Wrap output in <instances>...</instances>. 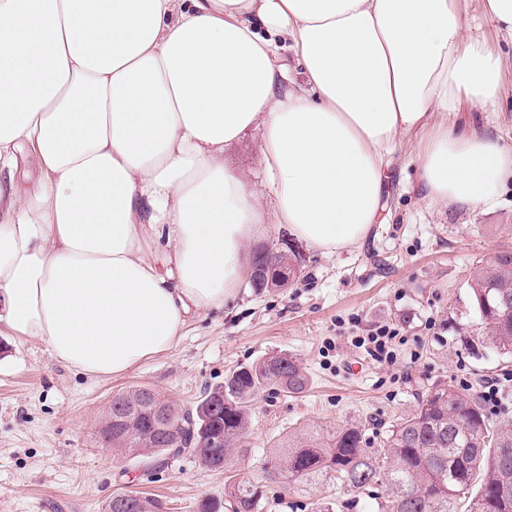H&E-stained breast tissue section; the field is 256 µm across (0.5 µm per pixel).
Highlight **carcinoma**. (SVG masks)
I'll list each match as a JSON object with an SVG mask.
<instances>
[{
  "mask_svg": "<svg viewBox=\"0 0 512 512\" xmlns=\"http://www.w3.org/2000/svg\"><path fill=\"white\" fill-rule=\"evenodd\" d=\"M480 326L489 342L512 351V250L474 267L470 284ZM309 377L296 357L274 353L233 371L224 385L203 393L191 407L169 409L170 431L163 441L153 433L151 415L142 410L140 390L122 391L112 406L137 408L133 424H112L103 441L143 463L161 467L185 452L211 470L222 471L224 501L198 503L197 512H256L264 486L231 473L249 427L251 402L264 392L303 393ZM270 476L307 484L323 477L336 486L373 490L375 512H512V419L491 420L483 397L471 390L434 385L414 411L391 426L377 447H367L361 424H343L324 435L309 428L288 436ZM132 512H157L158 501L137 492Z\"/></svg>",
  "mask_w": 512,
  "mask_h": 512,
  "instance_id": "carcinoma-1",
  "label": "carcinoma"
}]
</instances>
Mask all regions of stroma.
<instances>
[{
	"label": "stroma",
	"mask_w": 512,
	"mask_h": 512,
	"mask_svg": "<svg viewBox=\"0 0 512 512\" xmlns=\"http://www.w3.org/2000/svg\"><path fill=\"white\" fill-rule=\"evenodd\" d=\"M262 132L225 147L224 162L265 180ZM380 223L359 245L324 255L299 244L300 273L286 288L242 283L230 306L190 315L178 345L127 374L92 381L55 363L41 343L0 338V512H103L113 493L133 490L162 502V512H196L223 499L224 474L193 455L143 471L106 447L98 433L114 394L148 387L188 407L225 376L273 353L296 356L310 383L301 395L264 392L233 468L262 478L263 466L289 434L314 425L364 424L372 440L412 411L426 388H484L512 375L479 328L469 276L512 247V187L491 212L438 209L423 200L416 151L398 147L388 169ZM395 328L397 359L376 362L361 347L382 326ZM262 512H316L350 501L366 512L363 492L331 481H268Z\"/></svg>",
	"instance_id": "35a3bbf8"
}]
</instances>
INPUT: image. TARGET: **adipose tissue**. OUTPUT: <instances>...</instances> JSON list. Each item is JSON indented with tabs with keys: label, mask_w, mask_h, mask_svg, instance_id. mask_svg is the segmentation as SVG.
<instances>
[{
	"label": "adipose tissue",
	"mask_w": 512,
	"mask_h": 512,
	"mask_svg": "<svg viewBox=\"0 0 512 512\" xmlns=\"http://www.w3.org/2000/svg\"><path fill=\"white\" fill-rule=\"evenodd\" d=\"M512 0H0V335L93 380L170 351L288 225L330 254L416 144L423 198L494 209ZM290 46L306 78L290 82ZM263 131L266 180L224 149Z\"/></svg>",
	"instance_id": "ef3b65f1"
}]
</instances>
